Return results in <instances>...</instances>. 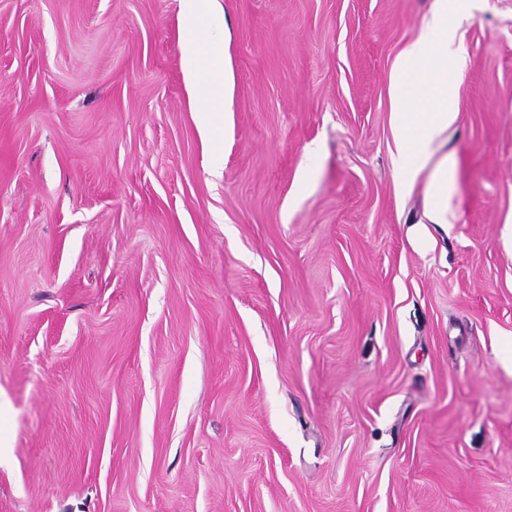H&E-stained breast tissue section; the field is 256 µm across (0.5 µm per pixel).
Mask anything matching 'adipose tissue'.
Instances as JSON below:
<instances>
[{"label": "adipose tissue", "mask_w": 512, "mask_h": 512, "mask_svg": "<svg viewBox=\"0 0 512 512\" xmlns=\"http://www.w3.org/2000/svg\"><path fill=\"white\" fill-rule=\"evenodd\" d=\"M217 0H178L181 69L189 100L205 115L199 137L212 174H221L224 156L216 149L219 127L232 110L235 75ZM465 19L464 0H433L416 38L402 51L390 76L397 188L410 193L425 179L428 224L448 221V195L456 161L443 151V136L457 121L458 77L465 66L456 33Z\"/></svg>", "instance_id": "obj_1"}]
</instances>
